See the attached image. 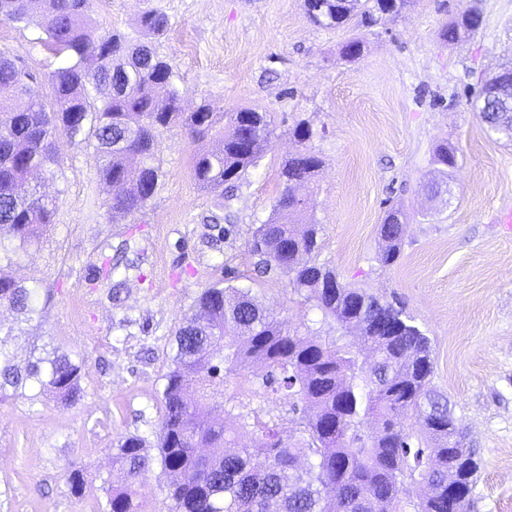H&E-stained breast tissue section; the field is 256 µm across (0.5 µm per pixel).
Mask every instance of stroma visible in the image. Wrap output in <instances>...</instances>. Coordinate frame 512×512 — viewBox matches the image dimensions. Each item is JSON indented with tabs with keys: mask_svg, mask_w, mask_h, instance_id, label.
<instances>
[{
	"mask_svg": "<svg viewBox=\"0 0 512 512\" xmlns=\"http://www.w3.org/2000/svg\"><path fill=\"white\" fill-rule=\"evenodd\" d=\"M467 0H408L372 24L326 29L303 0H90L100 33H135L156 9L169 19L156 51L172 66L181 106L217 113L267 112L272 143L231 191L234 233L212 247L220 195L199 188L192 156L201 143L181 129L159 132L162 175L137 213L112 212L88 142L60 136V165L46 179L57 199L53 224L34 246L0 260V270L38 291L33 313L0 308V343L19 365L65 354L82 364V395L61 403L36 383L0 389V512H105L120 482L112 450L122 437L155 439L175 331L199 293L228 278L253 289L289 328L326 340L356 339L292 293L286 276L259 273L254 225L278 197L279 170L310 125L309 146L324 161L306 191L320 224L318 260L341 281L402 302L429 336L434 385L482 459L474 512H512V226L497 214L512 200V143L489 134L472 106L484 81L512 67V0H481L482 24L449 44L440 37ZM40 30L0 19L8 48L51 101L57 65ZM362 39L359 59L341 55ZM442 142L457 150L447 178L431 158ZM446 180L443 201L431 184ZM401 211L400 256L381 264L379 226ZM118 259L96 274L101 256ZM85 468L75 495L67 479Z\"/></svg>",
	"mask_w": 512,
	"mask_h": 512,
	"instance_id": "obj_1",
	"label": "stroma"
}]
</instances>
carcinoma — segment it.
Masks as SVG:
<instances>
[{
    "instance_id": "1",
    "label": "carcinoma",
    "mask_w": 512,
    "mask_h": 512,
    "mask_svg": "<svg viewBox=\"0 0 512 512\" xmlns=\"http://www.w3.org/2000/svg\"><path fill=\"white\" fill-rule=\"evenodd\" d=\"M310 20L325 28L359 15L372 21L387 12L384 0H304ZM89 0H0V18L45 35L43 46L60 66L49 75L54 100L31 93L34 76L0 50V250L37 241L53 222L55 200L30 181L51 174L60 161V133L91 141L100 179L114 185L112 211L132 214L153 197L160 168L157 133L181 128L209 148L192 160L201 189L232 188L254 167L270 142L268 114L243 108L220 117L201 104L180 106L171 65L153 47L169 28L165 14L148 11L139 20L144 38L120 31L98 34L88 22ZM478 0L460 21L442 28L451 43L477 27ZM474 110L487 130L512 141V77L487 79ZM311 127L297 125L302 149L281 165L282 190L272 214L252 240L262 272L280 270L304 301L340 326L359 325L370 357L357 344L325 341L288 331L252 289L214 285L198 295L194 312L174 336V355L164 375L158 453L148 438L128 435L112 449V465L124 474L111 487L109 512H142L139 489L155 461L168 477L171 512H470L461 494L448 505V457L458 459L456 483L474 480L478 451L457 425L448 396L432 386L430 338L398 303L339 280L318 263L319 225L296 202L323 160L305 146ZM433 161L456 164L445 144ZM406 224L380 225L385 265L400 254ZM37 292L0 272V307L35 310ZM82 365L67 356L19 367L0 343V388L35 380L73 403L81 396ZM236 379L253 392L283 391L303 407V430L285 438L225 395ZM429 488L416 500L402 497L406 481Z\"/></svg>"
}]
</instances>
